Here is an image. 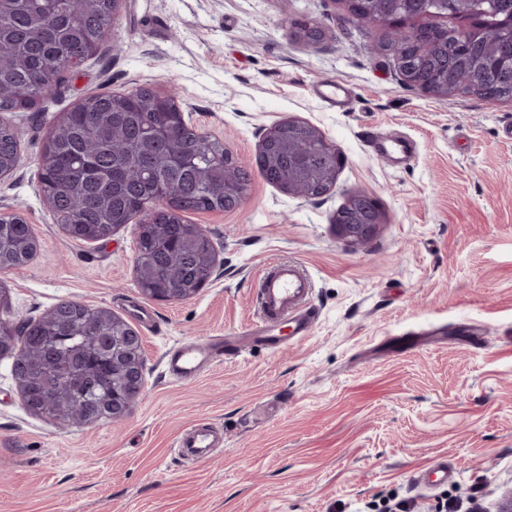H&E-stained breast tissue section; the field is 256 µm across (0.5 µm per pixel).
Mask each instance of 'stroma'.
<instances>
[{
    "mask_svg": "<svg viewBox=\"0 0 512 512\" xmlns=\"http://www.w3.org/2000/svg\"><path fill=\"white\" fill-rule=\"evenodd\" d=\"M340 0H125L107 39L27 112L0 180V208L22 212L40 248L0 275L7 320L62 300L111 311L135 328L145 386L120 421L66 426L24 406L0 361V512H494L512 489V103L429 97L403 85L394 58L344 25ZM326 31L309 46L289 23ZM351 90L338 108L314 84ZM175 85L197 129L254 167L265 128L293 117L318 128L345 164L334 190L308 200L253 176L242 207L188 214L210 234L214 279L192 299L158 302L135 278L133 227L72 240L40 190V154L63 112L88 95ZM375 131L411 140L408 163L368 147ZM367 190L386 221L348 246L331 220ZM294 261L315 312L304 339L257 344L173 381L165 352L241 335L259 269ZM196 422L224 441L183 459ZM448 461L455 482L433 485Z\"/></svg>",
    "mask_w": 512,
    "mask_h": 512,
    "instance_id": "1",
    "label": "stroma"
}]
</instances>
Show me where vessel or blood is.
<instances>
[{"instance_id":"b4317fda","label":"vessel or blood","mask_w":512,"mask_h":512,"mask_svg":"<svg viewBox=\"0 0 512 512\" xmlns=\"http://www.w3.org/2000/svg\"><path fill=\"white\" fill-rule=\"evenodd\" d=\"M314 93L321 100L339 107L345 106L350 98L349 88L338 80L317 84ZM367 141L377 154L394 163L407 160L413 154L410 143L397 137L382 139L371 132ZM312 288L310 276L297 264L277 263L266 268L256 288L255 320L246 330L247 342L269 346L281 344L276 329L285 322L292 324L296 339L308 336L312 317L307 303ZM223 352V341L219 338L206 343H186L170 350L164 364L169 377L189 381L197 378ZM177 445L192 460L206 459L209 448L214 445V430L207 424L191 425Z\"/></svg>"}]
</instances>
